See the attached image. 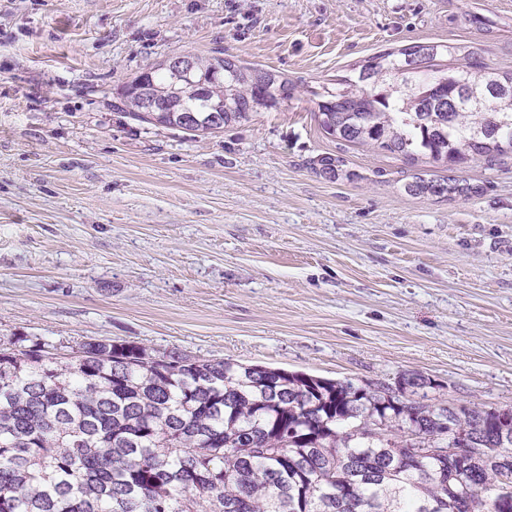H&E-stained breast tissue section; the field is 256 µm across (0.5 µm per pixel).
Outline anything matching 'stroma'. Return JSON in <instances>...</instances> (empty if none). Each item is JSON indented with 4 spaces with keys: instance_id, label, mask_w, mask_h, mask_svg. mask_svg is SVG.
<instances>
[{
    "instance_id": "35a3bbf8",
    "label": "stroma",
    "mask_w": 512,
    "mask_h": 512,
    "mask_svg": "<svg viewBox=\"0 0 512 512\" xmlns=\"http://www.w3.org/2000/svg\"><path fill=\"white\" fill-rule=\"evenodd\" d=\"M489 20L468 24L464 15ZM512 69V0H0V347L134 342L512 406V155L473 197L326 136L315 93L412 42ZM297 85L206 137L131 120L121 85L213 49ZM343 158L354 179L310 162ZM448 180V177L438 178L428 173H416L412 176V181L405 184V191L421 197H447Z\"/></svg>"
}]
</instances>
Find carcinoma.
I'll return each mask as SVG.
<instances>
[{"mask_svg": "<svg viewBox=\"0 0 512 512\" xmlns=\"http://www.w3.org/2000/svg\"><path fill=\"white\" fill-rule=\"evenodd\" d=\"M375 54L326 89L324 133L410 161L458 167L512 154V70L440 68L452 47L419 42ZM176 76L164 62L132 77L164 109L153 121L120 90L121 111L192 138L278 109L297 85L212 51ZM311 168L350 178L322 155ZM405 191L448 196L416 173ZM0 349V512H512V407L429 402L350 379L242 366L110 340L75 360L38 336ZM461 458L410 448H459Z\"/></svg>", "mask_w": 512, "mask_h": 512, "instance_id": "carcinoma-1", "label": "carcinoma"}]
</instances>
